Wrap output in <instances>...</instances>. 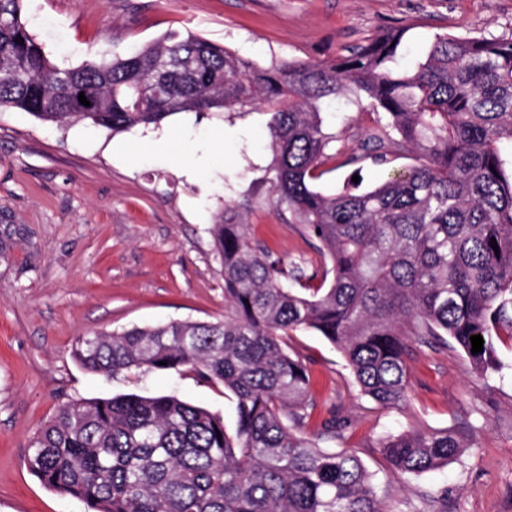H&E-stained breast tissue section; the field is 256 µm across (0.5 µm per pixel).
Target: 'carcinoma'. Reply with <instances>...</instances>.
I'll list each match as a JSON object with an SVG mask.
<instances>
[{
	"label": "carcinoma",
	"mask_w": 512,
	"mask_h": 512,
	"mask_svg": "<svg viewBox=\"0 0 512 512\" xmlns=\"http://www.w3.org/2000/svg\"><path fill=\"white\" fill-rule=\"evenodd\" d=\"M23 0H0V112L64 129L115 133L168 117L266 104L275 203L315 239L321 264L274 256L251 240L234 207L211 225L224 276V318L169 320L75 340L87 370L185 371L224 386L236 427L174 394L135 393L59 408L31 438L25 463L47 487L93 512H385L352 448H322L302 428L310 374L288 350L298 329L343 354L362 395L409 399L412 345L462 350L484 376L512 341V38L438 35L425 59L396 67L392 30L328 63L263 67L189 33L127 57L91 52L59 68L22 21ZM84 93L90 105L78 100ZM355 96L385 120L345 163H422L365 191L312 185L336 158L325 114ZM496 240L498 249L491 247ZM483 337L471 353L470 336ZM377 448L404 479L459 459L453 430L408 428Z\"/></svg>",
	"instance_id": "carcinoma-1"
}]
</instances>
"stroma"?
<instances>
[{
	"mask_svg": "<svg viewBox=\"0 0 512 512\" xmlns=\"http://www.w3.org/2000/svg\"><path fill=\"white\" fill-rule=\"evenodd\" d=\"M22 15L62 68L92 51L125 56L167 33H194L263 66L328 62L393 28L406 31L402 67L423 60L438 35L512 36V0H24ZM268 111L181 113L116 134L0 112V512H86L24 463L35 432L69 402L173 392L235 428L222 385L172 371L105 377L83 369L72 348L93 331L223 318L210 226L225 204L243 205L251 239L273 255L317 260L261 181ZM329 123L333 150L347 153L373 117L343 103ZM418 163L396 151L383 164L336 167L314 187L365 191ZM288 345L311 373L308 435L324 448L356 449L387 512H512V346L499 345L504 367L483 380L459 349H414L409 401L387 409L361 395L317 332L296 331ZM332 416L346 423L336 438L322 433ZM407 426L454 429L468 446L447 467L404 480L376 442Z\"/></svg>",
	"mask_w": 512,
	"mask_h": 512,
	"instance_id": "obj_1",
	"label": "stroma"
}]
</instances>
